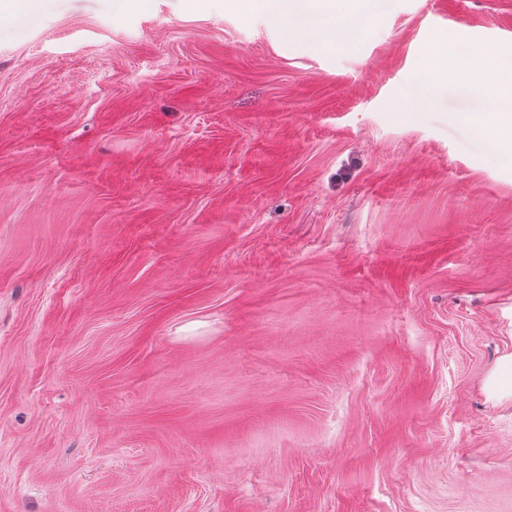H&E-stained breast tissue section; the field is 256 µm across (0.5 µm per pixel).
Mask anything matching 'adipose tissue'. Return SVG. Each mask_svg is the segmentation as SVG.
I'll return each mask as SVG.
<instances>
[{
    "label": "adipose tissue",
    "instance_id": "adipose-tissue-1",
    "mask_svg": "<svg viewBox=\"0 0 512 512\" xmlns=\"http://www.w3.org/2000/svg\"><path fill=\"white\" fill-rule=\"evenodd\" d=\"M243 19L263 17L281 42L312 41L325 53L350 50L382 19L388 0H224ZM453 85L484 93L482 111L468 115V123L489 135L501 164H512V55L464 49L454 40L438 37L421 57L413 79L399 96L406 112H420L441 87ZM487 402L512 404V347L505 348L483 383Z\"/></svg>",
    "mask_w": 512,
    "mask_h": 512
}]
</instances>
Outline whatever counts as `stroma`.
Returning <instances> with one entry per match:
<instances>
[{
  "instance_id": "obj_1",
  "label": "stroma",
  "mask_w": 512,
  "mask_h": 512,
  "mask_svg": "<svg viewBox=\"0 0 512 512\" xmlns=\"http://www.w3.org/2000/svg\"><path fill=\"white\" fill-rule=\"evenodd\" d=\"M0 23V512H512V166L390 0L355 50L211 0ZM486 401L492 406L512 404V347H506L483 383Z\"/></svg>"
}]
</instances>
